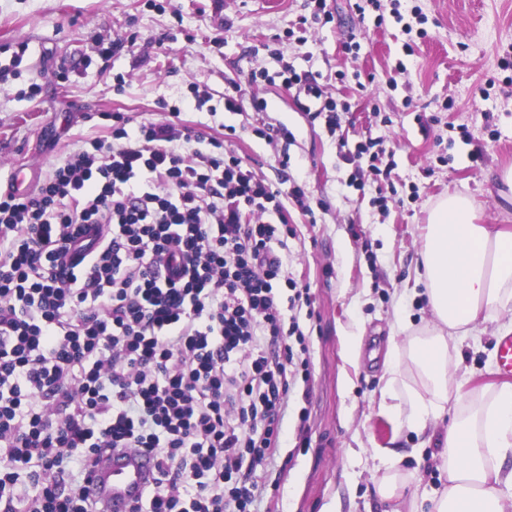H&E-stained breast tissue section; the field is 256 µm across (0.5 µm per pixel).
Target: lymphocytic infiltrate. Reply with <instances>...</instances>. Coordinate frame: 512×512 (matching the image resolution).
<instances>
[{"instance_id": "1", "label": "lymphocytic infiltrate", "mask_w": 512, "mask_h": 512, "mask_svg": "<svg viewBox=\"0 0 512 512\" xmlns=\"http://www.w3.org/2000/svg\"><path fill=\"white\" fill-rule=\"evenodd\" d=\"M112 119L36 195L0 194V512H96L107 448L157 459L132 512H249L310 376V298L272 248L305 192Z\"/></svg>"}]
</instances>
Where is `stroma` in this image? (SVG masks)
<instances>
[{
    "instance_id": "1",
    "label": "stroma",
    "mask_w": 512,
    "mask_h": 512,
    "mask_svg": "<svg viewBox=\"0 0 512 512\" xmlns=\"http://www.w3.org/2000/svg\"><path fill=\"white\" fill-rule=\"evenodd\" d=\"M324 8L329 19L318 22L315 0H0V193L19 167L36 190L83 140L107 135L103 113L135 127L170 120L175 106L181 123L272 188L298 182L313 212L289 207L295 234L278 253L312 301L309 391L290 396L284 446L252 512H382L375 483L389 468L407 478L415 512H431L447 483L436 446L394 408L422 384L413 367L391 377L384 362L391 336L433 319L418 274L430 206L458 192L477 201L481 223L512 228L501 182L512 167V0ZM115 38L122 48L101 52ZM352 39L359 50L348 49ZM288 65L316 76L322 98L286 89ZM228 94L237 111L225 109ZM328 99L349 106L334 133L308 116ZM280 126L292 139L268 141ZM370 137L384 142L391 184L360 191L346 154ZM487 329L449 348L457 376L478 392L506 383L496 326Z\"/></svg>"
}]
</instances>
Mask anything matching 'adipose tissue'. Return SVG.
I'll return each mask as SVG.
<instances>
[{
    "label": "adipose tissue",
    "mask_w": 512,
    "mask_h": 512,
    "mask_svg": "<svg viewBox=\"0 0 512 512\" xmlns=\"http://www.w3.org/2000/svg\"><path fill=\"white\" fill-rule=\"evenodd\" d=\"M422 276L431 326L409 337L404 352L387 356L388 368L408 359L430 394L405 391L397 406L410 429L424 434L435 402L454 401L463 411L437 436V458L448 485L433 512H512L502 493L512 489V386L475 401L473 391L451 384L450 341L478 338L486 324L498 335L512 333V231L478 223L476 205L465 195L441 197L425 226Z\"/></svg>",
    "instance_id": "ef3b65f1"
}]
</instances>
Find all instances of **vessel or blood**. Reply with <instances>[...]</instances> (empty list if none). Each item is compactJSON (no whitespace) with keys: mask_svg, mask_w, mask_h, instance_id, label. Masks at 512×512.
Wrapping results in <instances>:
<instances>
[{"mask_svg":"<svg viewBox=\"0 0 512 512\" xmlns=\"http://www.w3.org/2000/svg\"><path fill=\"white\" fill-rule=\"evenodd\" d=\"M155 465L153 455L144 451L105 455L92 474L90 491L106 512H129Z\"/></svg>","mask_w":512,"mask_h":512,"instance_id":"vessel-or-blood-1","label":"vessel or blood"}]
</instances>
